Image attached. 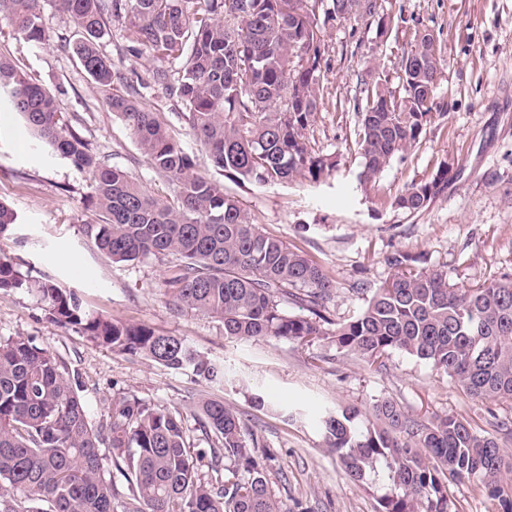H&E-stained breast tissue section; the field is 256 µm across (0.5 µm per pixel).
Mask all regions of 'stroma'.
Listing matches in <instances>:
<instances>
[{"instance_id":"1","label":"stroma","mask_w":512,"mask_h":512,"mask_svg":"<svg viewBox=\"0 0 512 512\" xmlns=\"http://www.w3.org/2000/svg\"><path fill=\"white\" fill-rule=\"evenodd\" d=\"M379 5L392 20L384 34L343 20L320 29L321 105L309 140L315 151L335 157L333 174L318 183L299 178L272 186L224 181L225 192L243 204L262 233L296 246L327 269L336 282L330 309L340 321L366 304L354 283L388 278L387 258L398 250L469 287L512 278V0ZM42 21L49 40L5 34L0 55L55 95L91 153L127 171L150 194L171 195L172 186L155 174L124 123L107 109L103 90L59 47V36L74 37L76 27L57 0H43ZM418 29L433 34L442 49L434 119L407 158L393 161L368 185L361 177L360 117L354 108L360 79L384 78L397 87L402 57ZM99 45L138 89L140 102L168 122L195 173L217 178L209 151L181 118L183 105L151 82L153 61L127 52L124 22H109ZM443 162L456 178L426 210L412 214L394 206L396 194L430 178ZM91 183L89 172L36 140L0 94V200L18 215L0 236V252L29 279L49 278L76 290L92 312L183 337L228 372L225 382L210 383L189 370L112 351L75 328L50 323L34 289L0 291V339L22 336L59 357L78 374L93 420L106 419L110 399L123 393L181 411L193 429L202 400L224 401L257 434L269 483L289 512L377 508V490L345 478L336 454L315 425L298 419L299 411L365 408L387 397L421 418L449 412L482 427L493 416L512 421V403L472 401L448 376L402 352L392 353L386 370L376 372L324 340L302 347L285 339H225L219 321L173 305L163 286L164 265L151 258L115 264L96 249L84 232L93 219L84 206ZM257 394L265 398L264 407L255 405ZM191 437L205 447L200 432L193 429Z\"/></svg>"}]
</instances>
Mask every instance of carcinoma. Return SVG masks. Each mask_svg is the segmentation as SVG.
I'll list each match as a JSON object with an SVG mask.
<instances>
[{
  "label": "carcinoma",
  "instance_id": "cac0c4a2",
  "mask_svg": "<svg viewBox=\"0 0 512 512\" xmlns=\"http://www.w3.org/2000/svg\"><path fill=\"white\" fill-rule=\"evenodd\" d=\"M41 0H0V24L29 41L47 40ZM78 37L59 38L106 91L108 108L135 138L151 168L174 188L149 194L119 166L89 152L56 98L0 56V91L27 128L92 176L84 205L96 223L85 234L114 263L153 257L178 261L164 281L176 306L221 322L224 337H272L299 344L326 340L342 355L381 369L394 351L425 361L468 397L512 401V280L476 288L448 281L442 269L412 267L408 253L387 257L394 272L355 283L369 294L347 321L329 316L336 284L326 268L287 242L262 234L218 180L197 175L158 113L137 99L98 40L107 21H129L128 51L151 57L153 84L185 107L193 136L215 167L240 183L275 185L298 177L318 183L336 160L308 147L320 105L319 21H353L381 30L378 0H59ZM442 51L429 33L402 58L397 88L362 80L359 149L363 177L374 181L420 141L433 118L434 77ZM454 173L440 164L413 182L394 205L419 213L448 189ZM33 288L50 322L76 327L96 344L211 382L224 367L180 336L87 311L79 294L51 280L30 281L0 255V290ZM297 307L308 312H291ZM208 447L191 442L178 410L152 408L134 396L112 399L93 420L78 378L50 351L24 337L0 340V512H288L272 490L258 438L222 401L199 405ZM325 446L345 477L384 478L378 512H458L448 484L469 482L492 507L512 512V454L498 435L502 421L477 431L456 414L421 419L383 398L361 410L345 406L322 417ZM127 483L105 475L101 449ZM207 471H201V468Z\"/></svg>",
  "mask_w": 512,
  "mask_h": 512
}]
</instances>
